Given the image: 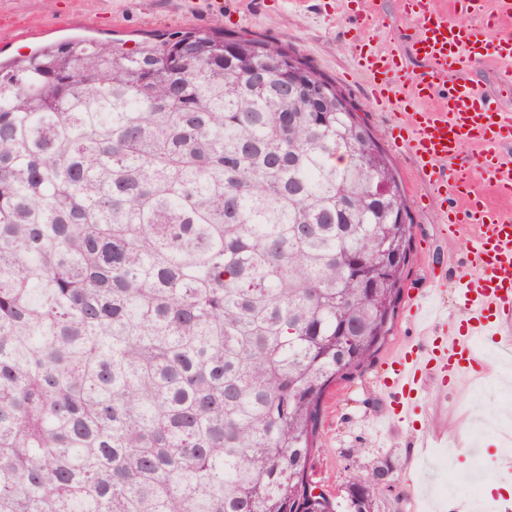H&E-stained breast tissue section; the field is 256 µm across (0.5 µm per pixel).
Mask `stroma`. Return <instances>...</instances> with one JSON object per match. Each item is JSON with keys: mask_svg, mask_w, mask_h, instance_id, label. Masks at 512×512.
Masks as SVG:
<instances>
[{"mask_svg": "<svg viewBox=\"0 0 512 512\" xmlns=\"http://www.w3.org/2000/svg\"><path fill=\"white\" fill-rule=\"evenodd\" d=\"M373 8L376 20L368 34L373 49L400 51L412 72H423L425 61L411 50L414 24L402 12L400 0H373ZM358 11L356 0H0V62L68 38L120 39L132 49L144 40L189 29L222 30L288 46L360 106L361 119L393 162L408 199L412 251L384 344L363 367L337 381L324 396L310 475L339 502L346 498L352 478L365 476L375 467L389 469V483L369 488L370 510L410 512L424 488L423 475L409 464L422 439L439 436L440 447L450 451L445 460L430 457L428 475L467 470L471 458L466 451L455 450V443L464 440L472 413L492 417L501 406L494 396H479L470 388L430 379L423 385L417 416L392 425L385 436L375 432L384 363L402 344L420 339V328L410 314L413 296L420 291L431 293L449 320L462 315L456 289L458 280L470 273L467 250L472 232L466 227L454 235L442 231V214L461 208L462 198L450 188L433 190L414 157L394 141L393 130L407 122V114L387 112L369 102L367 77L353 69ZM440 265L447 268V285L435 288L429 277ZM477 439L489 473L479 494L482 512H493L499 504L512 506V495L503 490L512 484V474H504L497 466L499 431L485 427Z\"/></svg>", "mask_w": 512, "mask_h": 512, "instance_id": "1", "label": "stroma"}]
</instances>
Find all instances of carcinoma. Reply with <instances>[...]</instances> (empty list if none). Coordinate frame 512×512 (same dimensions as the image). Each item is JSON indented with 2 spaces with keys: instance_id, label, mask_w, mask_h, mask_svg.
<instances>
[{
  "instance_id": "cac0c4a2",
  "label": "carcinoma",
  "mask_w": 512,
  "mask_h": 512,
  "mask_svg": "<svg viewBox=\"0 0 512 512\" xmlns=\"http://www.w3.org/2000/svg\"><path fill=\"white\" fill-rule=\"evenodd\" d=\"M288 53L188 30L0 64V512H337L320 403L390 331L411 224L371 129L310 109L335 82L302 60L282 96Z\"/></svg>"
}]
</instances>
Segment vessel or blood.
I'll use <instances>...</instances> for the list:
<instances>
[{
	"label": "vessel or blood",
	"mask_w": 512,
	"mask_h": 512,
	"mask_svg": "<svg viewBox=\"0 0 512 512\" xmlns=\"http://www.w3.org/2000/svg\"><path fill=\"white\" fill-rule=\"evenodd\" d=\"M460 9L481 14L475 24L449 21L432 0H407L416 22L413 52L426 62L424 72L408 71L400 52L377 51L358 43L355 70L371 76L370 94L379 105L409 112L401 139L418 160L429 184L447 185L466 198L462 211L444 213L449 232L461 224L476 232L467 252L471 273L459 281L463 303L460 322H449L428 295L415 297L410 313L420 320L426 342L404 345L391 359L381 381L384 408L379 419L395 423L415 415L420 388L427 377L454 384L485 366L478 344L489 342L503 352L512 351V211L492 204V197L475 189L477 174H484L495 195L512 198V169L505 167L500 150L512 143V111L491 106L465 72L486 60L512 61V37L493 36L504 18L512 17V0H496L485 12L484 0H454ZM440 95L433 109L420 103ZM482 145L475 163L458 162L466 143Z\"/></svg>",
	"instance_id": "b4317fda"
}]
</instances>
